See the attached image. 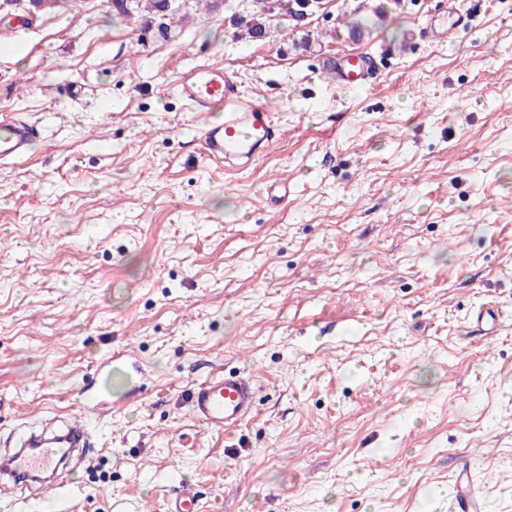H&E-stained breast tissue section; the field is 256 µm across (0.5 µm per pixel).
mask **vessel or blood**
<instances>
[{
  "label": "vessel or blood",
  "mask_w": 512,
  "mask_h": 512,
  "mask_svg": "<svg viewBox=\"0 0 512 512\" xmlns=\"http://www.w3.org/2000/svg\"><path fill=\"white\" fill-rule=\"evenodd\" d=\"M329 69L339 87H366L373 72L366 53H349L332 60ZM179 96L190 111L205 112L209 121L201 133L206 159L245 170L278 140L280 127L264 105L245 96L234 73L213 64L185 69L177 83ZM39 136L36 126L20 116L0 115V163L27 158ZM256 391L249 377L239 372H219L195 386L190 407L197 420L215 430H229L241 424L253 410ZM93 447L83 421L75 420L63 431H29L19 447L9 454L8 467L0 466L1 482L19 478L46 477L61 481L64 462L74 453H88ZM453 494L448 512H480L481 500L469 465H462L453 477ZM167 512H198L189 485L171 490Z\"/></svg>",
  "instance_id": "b4317fda"
}]
</instances>
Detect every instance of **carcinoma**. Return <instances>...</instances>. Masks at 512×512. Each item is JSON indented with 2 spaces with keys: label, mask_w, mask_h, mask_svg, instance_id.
<instances>
[{
  "label": "carcinoma",
  "mask_w": 512,
  "mask_h": 512,
  "mask_svg": "<svg viewBox=\"0 0 512 512\" xmlns=\"http://www.w3.org/2000/svg\"><path fill=\"white\" fill-rule=\"evenodd\" d=\"M317 4L318 0H260L259 12L238 13L233 17V25L239 34L249 40H263L270 36L264 17L276 12L284 14L293 22L294 28L302 33L295 47L307 51L311 48V41L306 24ZM112 7L116 13L124 16L137 11L147 26L166 16V12L171 10L170 0H112Z\"/></svg>",
  "instance_id": "carcinoma-1"
}]
</instances>
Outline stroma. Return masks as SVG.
Returning a JSON list of instances; mask_svg holds the SVG:
<instances>
[{
  "mask_svg": "<svg viewBox=\"0 0 512 512\" xmlns=\"http://www.w3.org/2000/svg\"><path fill=\"white\" fill-rule=\"evenodd\" d=\"M446 3L468 27L439 45ZM172 8L164 35L0 0V113L41 132L0 164V449L84 418L68 512L181 482L201 512H447L466 462L512 512V0H322L308 51L280 14L234 40L256 0ZM363 50L375 83L337 89L324 61ZM204 62L284 128L248 170L200 156L176 81ZM220 370L257 388L226 432L188 410Z\"/></svg>",
  "mask_w": 512,
  "mask_h": 512,
  "instance_id": "1",
  "label": "stroma"
}]
</instances>
